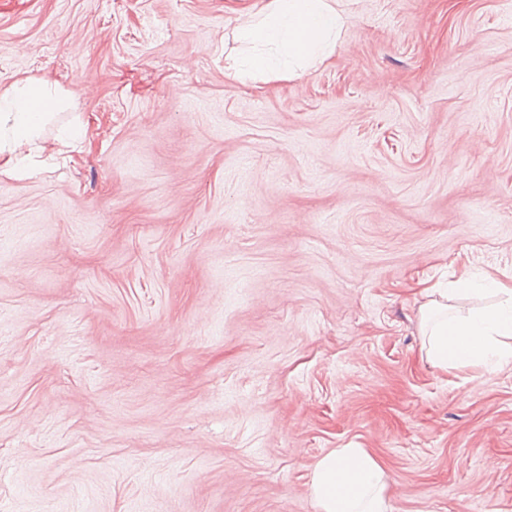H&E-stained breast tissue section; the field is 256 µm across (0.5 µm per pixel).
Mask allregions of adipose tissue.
<instances>
[{
  "mask_svg": "<svg viewBox=\"0 0 512 512\" xmlns=\"http://www.w3.org/2000/svg\"><path fill=\"white\" fill-rule=\"evenodd\" d=\"M257 14L258 22L240 30L257 47L241 63L240 77L277 78L287 66L333 54L342 20L328 0H265ZM68 106V96L42 79H20L0 90V175H19L45 126ZM452 291L495 294L503 301L455 315L446 303L430 300L422 309L428 360L446 371H493L512 363V285L489 275L478 280L464 272L453 281ZM309 489L320 512H386L385 471L366 448L347 446L322 456L313 467Z\"/></svg>",
  "mask_w": 512,
  "mask_h": 512,
  "instance_id": "obj_1",
  "label": "adipose tissue"
}]
</instances>
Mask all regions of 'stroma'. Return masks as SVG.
I'll list each match as a JSON object with an SVG mask.
<instances>
[{"label": "stroma", "mask_w": 512, "mask_h": 512, "mask_svg": "<svg viewBox=\"0 0 512 512\" xmlns=\"http://www.w3.org/2000/svg\"><path fill=\"white\" fill-rule=\"evenodd\" d=\"M265 0H0V89L85 137L0 176V512H512V365L443 371L427 290L512 277V0H336V49L239 80ZM309 489L320 512H386L384 468L366 448L346 446L314 465Z\"/></svg>", "instance_id": "1"}]
</instances>
